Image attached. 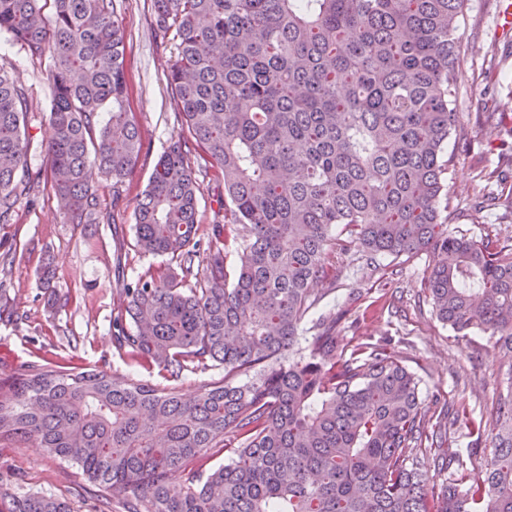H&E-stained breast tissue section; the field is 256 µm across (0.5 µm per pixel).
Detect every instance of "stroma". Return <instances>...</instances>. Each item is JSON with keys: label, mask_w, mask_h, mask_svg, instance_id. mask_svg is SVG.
Returning <instances> with one entry per match:
<instances>
[{"label": "stroma", "mask_w": 512, "mask_h": 512, "mask_svg": "<svg viewBox=\"0 0 512 512\" xmlns=\"http://www.w3.org/2000/svg\"><path fill=\"white\" fill-rule=\"evenodd\" d=\"M153 0H112L124 29L123 65L126 110L141 134V153L122 183L99 173L91 181L99 197L100 223L72 224L65 217L50 178L32 186L12 223L0 224V254L12 263L0 269V375L21 366L99 369L118 377L167 385L157 366L132 361L112 342L114 311L120 290L138 274L158 267L159 258L135 247L134 206L146 190L158 158L181 131L178 109L165 74L175 53L174 40L154 39ZM512 0H467L458 31L463 62L456 110L461 131L451 134L445 149L448 228L455 233L512 241V212L503 204L512 196V34L495 30V19ZM0 69L29 88L33 110L28 132L34 145L50 136L48 69L33 62L19 44L0 34ZM201 189L198 234L224 218V188L209 161L192 163ZM497 171L493 186L501 204L477 209L485 177ZM362 248L351 243L335 258V283L320 282L323 300L318 314L345 308L337 330L347 350L372 343L393 353L420 380L421 400L429 417L440 419L467 406L474 416L492 419L500 394L512 387V358L480 331L457 334L440 322L421 286L436 262L433 251L412 258L378 257L375 266L361 262ZM52 264L54 282L66 301L49 306L39 275ZM456 454L472 472L483 468L490 437L471 436L465 424L449 429L441 448L427 449L409 461L425 472L430 486L441 488L451 477L437 465L439 452ZM22 491L44 492L66 499L75 512H97L98 488L78 467L55 458L35 443L0 447V512Z\"/></svg>", "instance_id": "stroma-1"}]
</instances>
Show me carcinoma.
<instances>
[{"label":"carcinoma","mask_w":512,"mask_h":512,"mask_svg":"<svg viewBox=\"0 0 512 512\" xmlns=\"http://www.w3.org/2000/svg\"><path fill=\"white\" fill-rule=\"evenodd\" d=\"M466 0H153L154 34L176 39L166 79L190 137L158 159L134 208L136 246L168 258L123 289L116 348L175 386L104 370L27 365L0 378V444L34 440L121 498L122 512H512V389L481 473L437 492L406 460L424 445L418 379L392 353L337 342L316 320L326 256L356 237L378 255L432 249L424 277L439 321L478 329L512 358V247L453 235L443 152L461 128L458 38ZM0 32L48 62L46 166L30 165L28 89L0 70V224L48 173L73 224L94 220L88 172L114 183L141 140L125 108L122 27L111 0H0ZM108 121L96 127L102 108ZM199 150L220 171L224 223L197 240ZM239 257L233 281L224 253ZM251 381L233 384L235 376ZM240 439L227 464L202 461ZM9 512H73L42 493Z\"/></svg>","instance_id":"carcinoma-1"}]
</instances>
